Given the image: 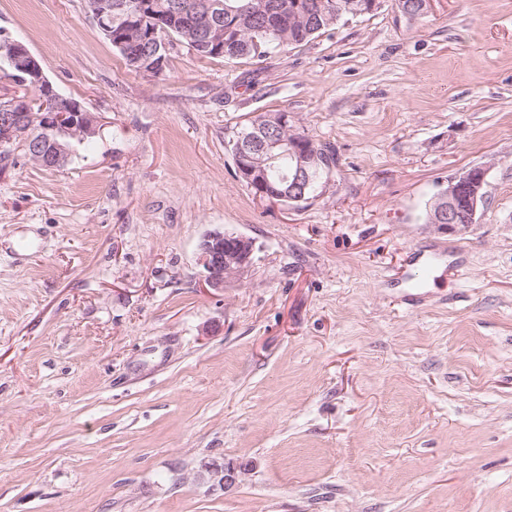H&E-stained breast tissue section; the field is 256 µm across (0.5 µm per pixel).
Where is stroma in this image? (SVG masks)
Listing matches in <instances>:
<instances>
[{
	"label": "stroma",
	"instance_id": "stroma-1",
	"mask_svg": "<svg viewBox=\"0 0 512 512\" xmlns=\"http://www.w3.org/2000/svg\"><path fill=\"white\" fill-rule=\"evenodd\" d=\"M0 34L100 124L0 176V512H512V0H384L262 61L177 41L157 77L85 0H0ZM269 112L336 154L302 206L236 175ZM482 164L478 222L425 223ZM223 230L255 262L214 288ZM255 243L242 235L215 232L201 244V261L207 283L215 288L241 279L252 266ZM243 470V471H242ZM245 468L240 465L224 464V468L215 466L209 470L210 476L218 482L224 490H228L240 483Z\"/></svg>",
	"mask_w": 512,
	"mask_h": 512
}]
</instances>
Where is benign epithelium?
<instances>
[{
  "label": "benign epithelium",
  "instance_id": "7a95c632",
  "mask_svg": "<svg viewBox=\"0 0 512 512\" xmlns=\"http://www.w3.org/2000/svg\"><path fill=\"white\" fill-rule=\"evenodd\" d=\"M95 20L103 33L111 36L112 0H98ZM5 42L6 61L12 68L9 79L22 82L36 101L50 108V112L58 113V116L53 125L48 121L43 122V136L36 138L30 134L33 116L29 112L28 100L0 97V144L10 145L23 139L27 144L28 160L41 166L62 168L70 158V150L63 141H83L94 135L97 130L96 117L54 88L44 75L37 57L23 42L9 38ZM273 128L280 133V137L271 135ZM46 144L52 146L48 153L44 148ZM277 149L296 163L292 179L288 180V194L296 193L300 200L304 199L306 192L316 194L321 185L310 173L317 163L316 154L312 152V146L307 144V139L296 132L286 112L272 115L269 123L256 129L245 142L238 143L235 149L238 173L249 182L262 183L267 176L265 165L282 155L275 153ZM487 175L488 169L479 165L449 179L447 192L437 195L433 200V223L453 230L461 227V215L457 207L461 197L465 199L469 223H475L478 213L484 210L487 203ZM254 247L255 243L251 239L233 232L208 235L200 247L207 283L222 288L226 282L241 279L252 266ZM209 474L228 490L240 483L244 471L242 466L228 463L211 468Z\"/></svg>",
  "mask_w": 512,
  "mask_h": 512
}]
</instances>
